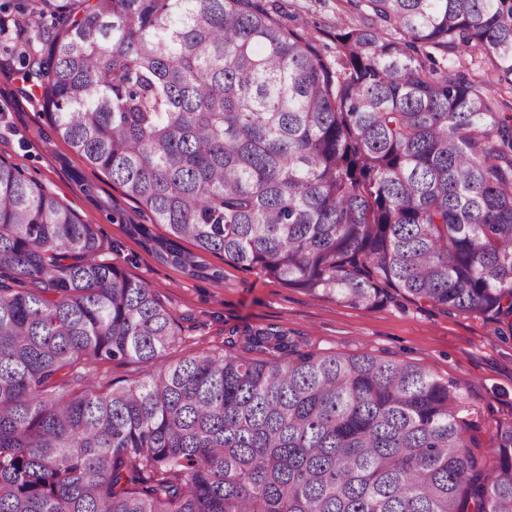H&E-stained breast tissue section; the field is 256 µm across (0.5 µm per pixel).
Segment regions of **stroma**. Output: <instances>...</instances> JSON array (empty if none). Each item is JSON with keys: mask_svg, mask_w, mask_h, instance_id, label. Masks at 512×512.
I'll return each mask as SVG.
<instances>
[{"mask_svg": "<svg viewBox=\"0 0 512 512\" xmlns=\"http://www.w3.org/2000/svg\"><path fill=\"white\" fill-rule=\"evenodd\" d=\"M289 28L311 36L334 54L337 22L362 26L365 15L342 0H273ZM47 21L0 14V158L95 225L106 259L154 288L170 309L179 336L172 357L220 349L229 330L266 324L287 329L302 348L344 355L370 353L425 366L457 384L459 417L485 433L512 422V336L498 337L492 323L466 314H447L406 300L374 309L353 307L286 285L258 268H244L221 254L204 253L197 276L159 258L125 231L145 223L133 201L107 175L74 153L57 135L37 95L24 91L14 46L38 40ZM439 65L492 81L500 111L512 113V86L495 83L494 73L467 54L434 50ZM121 211L125 224L112 222ZM223 271L213 279V271Z\"/></svg>", "mask_w": 512, "mask_h": 512, "instance_id": "stroma-1", "label": "stroma"}]
</instances>
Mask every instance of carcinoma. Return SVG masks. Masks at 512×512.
Returning <instances> with one entry per match:
<instances>
[{
  "label": "carcinoma",
  "mask_w": 512,
  "mask_h": 512,
  "mask_svg": "<svg viewBox=\"0 0 512 512\" xmlns=\"http://www.w3.org/2000/svg\"><path fill=\"white\" fill-rule=\"evenodd\" d=\"M336 59L262 0H8L56 20L19 54L58 135L183 249L349 305L398 298L512 334V114L421 49L512 83V0H345ZM160 224L167 236L151 227ZM178 328L94 225L0 158V512H512L458 387L302 349L276 325L175 361ZM269 353L249 357L234 350ZM156 366L99 390L92 362Z\"/></svg>",
  "instance_id": "cac0c4a2"
}]
</instances>
